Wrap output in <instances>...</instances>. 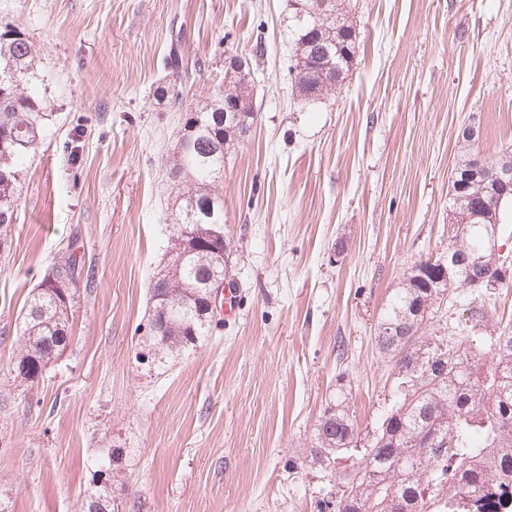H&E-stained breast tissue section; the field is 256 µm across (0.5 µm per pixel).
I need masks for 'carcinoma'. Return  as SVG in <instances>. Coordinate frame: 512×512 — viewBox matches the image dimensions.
Returning a JSON list of instances; mask_svg holds the SVG:
<instances>
[{"instance_id":"cac0c4a2","label":"carcinoma","mask_w":512,"mask_h":512,"mask_svg":"<svg viewBox=\"0 0 512 512\" xmlns=\"http://www.w3.org/2000/svg\"><path fill=\"white\" fill-rule=\"evenodd\" d=\"M329 74L343 77L353 63L358 34L336 28ZM298 97L322 78L291 66ZM29 40L15 29L0 32V228L15 223L20 167L34 155L48 132L46 100L37 86ZM240 128L224 129V98L214 92L183 123L166 177L174 193L173 223L195 226L209 239L224 231L225 153L239 142ZM485 218H476L452 254H469L488 241ZM75 243L67 244L44 271L41 282L64 287L69 304L91 284L83 274ZM174 260L163 290L150 285V331L154 344L170 353L195 347L210 333L202 283L224 272L222 256L202 250L182 259L180 236L171 244ZM428 259L411 267L380 316L378 351L398 373L416 375L397 395L371 439L359 437L345 387L336 388L316 428L314 463L325 470L329 490L322 512H512V328L497 336L448 330L436 317L433 294L453 296L469 288L460 270L433 278ZM23 351L14 363L16 377L35 381L59 358L71 340L69 314L54 286H36L21 310ZM433 326V335L422 328ZM441 364L428 368V355ZM371 458L372 467L352 480L337 462L352 453ZM86 512H109L108 496L94 491Z\"/></svg>"}]
</instances>
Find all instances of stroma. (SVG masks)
Returning a JSON list of instances; mask_svg holds the SVG:
<instances>
[{
  "label": "stroma",
  "instance_id": "1",
  "mask_svg": "<svg viewBox=\"0 0 512 512\" xmlns=\"http://www.w3.org/2000/svg\"><path fill=\"white\" fill-rule=\"evenodd\" d=\"M340 2L356 60L307 103L292 94L289 0H0L51 114L0 251L6 512H83L99 485L113 512H317L328 480L310 449L337 386L358 433L377 426L397 386L379 317L414 262L448 248L458 133L475 125L489 164L512 146V0ZM173 53L201 64L179 101ZM230 54L251 62L257 112L224 167L239 294L202 343L171 354L148 322L175 232L163 157ZM70 241L92 284L69 346L21 380L20 310ZM473 298L487 311L480 335L512 326V287L461 293L450 326Z\"/></svg>",
  "mask_w": 512,
  "mask_h": 512
}]
</instances>
